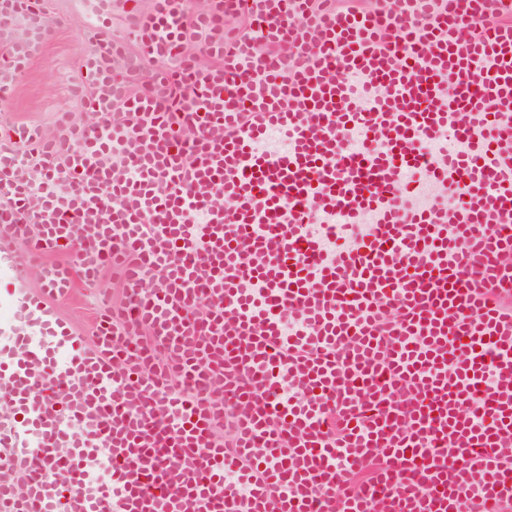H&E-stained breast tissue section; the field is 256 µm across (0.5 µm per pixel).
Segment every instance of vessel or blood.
<instances>
[{
    "instance_id": "obj_1",
    "label": "vessel or blood",
    "mask_w": 512,
    "mask_h": 512,
    "mask_svg": "<svg viewBox=\"0 0 512 512\" xmlns=\"http://www.w3.org/2000/svg\"><path fill=\"white\" fill-rule=\"evenodd\" d=\"M313 4L209 0L192 16L154 0L131 30L167 63L153 86L127 94L119 47L98 39L80 60L100 125L0 132V239L74 251L86 283L108 266L124 286L91 348L53 303L68 267L15 299L0 512L512 505V232L497 229L512 223V0ZM41 10L0 0V26L32 31L0 57L1 104L44 42ZM232 13L261 19L257 38L225 31ZM307 14L313 27L292 24ZM198 41L214 65L186 52ZM432 187L458 192L454 209ZM144 332L152 348L126 354Z\"/></svg>"
}]
</instances>
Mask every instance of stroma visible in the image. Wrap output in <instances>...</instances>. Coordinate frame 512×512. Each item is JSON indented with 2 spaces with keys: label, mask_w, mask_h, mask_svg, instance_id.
<instances>
[{
  "label": "stroma",
  "mask_w": 512,
  "mask_h": 512,
  "mask_svg": "<svg viewBox=\"0 0 512 512\" xmlns=\"http://www.w3.org/2000/svg\"><path fill=\"white\" fill-rule=\"evenodd\" d=\"M96 0H45L43 27L46 37L38 56L21 77L15 99L0 105V130L19 125L40 128L46 136H54L62 120L75 125H91L97 120L89 112L85 99L95 88L90 78L81 71L80 51L96 38L98 30H105L111 39L124 43V54L112 60L116 79L128 82L131 89L145 85L148 75L154 74L160 64L143 61L141 72L127 66L129 56L136 48L130 36L133 19L122 8H115L106 26H99L94 9ZM0 250L24 256V264L6 278L5 283L18 295L38 294L42 281L40 269L43 257L29 254L24 240L1 241ZM118 302L122 299L121 282L113 272L105 271L94 286L76 282L71 295L56 300L61 319L76 335L87 343L95 341V317L102 298Z\"/></svg>",
  "instance_id": "stroma-1"
}]
</instances>
